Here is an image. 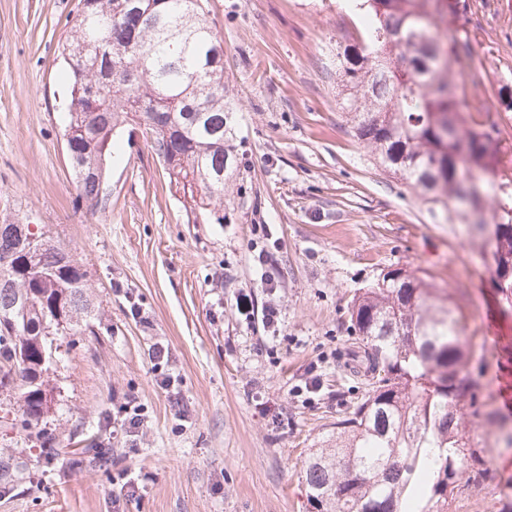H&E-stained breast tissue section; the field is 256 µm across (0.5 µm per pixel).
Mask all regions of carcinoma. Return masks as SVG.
<instances>
[{
  "instance_id": "carcinoma-1",
  "label": "carcinoma",
  "mask_w": 512,
  "mask_h": 512,
  "mask_svg": "<svg viewBox=\"0 0 512 512\" xmlns=\"http://www.w3.org/2000/svg\"><path fill=\"white\" fill-rule=\"evenodd\" d=\"M365 12L339 64L356 95L355 134L384 167L424 194L465 205L463 221L496 200L490 268L500 304L512 312V146L502 111L479 93L468 37L434 30L456 13L451 0H350ZM209 0H78L68 47L66 150L78 195L104 198L114 136L150 134L170 185L194 220L223 202L224 128L234 109L224 87V47ZM0 212V389L20 391V428L45 443L48 412L42 349L55 337L92 330L86 271L43 233L31 245ZM356 292L349 330L366 360L367 389L351 416L308 459L304 491L315 512H448L468 470L495 481L479 428L512 448V420L491 410L484 345L464 336L471 304L463 288H438L425 269H390Z\"/></svg>"
}]
</instances>
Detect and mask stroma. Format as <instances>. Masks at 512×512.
<instances>
[{"instance_id": "1", "label": "stroma", "mask_w": 512, "mask_h": 512, "mask_svg": "<svg viewBox=\"0 0 512 512\" xmlns=\"http://www.w3.org/2000/svg\"><path fill=\"white\" fill-rule=\"evenodd\" d=\"M440 37L468 35L481 89L512 86V0H456ZM77 0H0V210L63 241L87 272L93 333L57 339L46 462L0 392V455L17 456L0 512H308L311 452L364 394L347 307L382 270L425 268L471 294L467 331L512 418V314L454 202L426 200L356 137L336 55L358 24L346 0H209L235 108L223 223L197 224L143 128L121 132L104 206L79 199L63 139L59 46ZM276 288L268 290L261 276ZM252 300L245 319L239 291ZM279 311L270 339L263 311ZM169 351L155 366L154 344ZM174 391L161 386L164 374ZM320 389L305 392L310 377ZM143 424L126 434L128 406ZM145 489L118 498V470Z\"/></svg>"}]
</instances>
